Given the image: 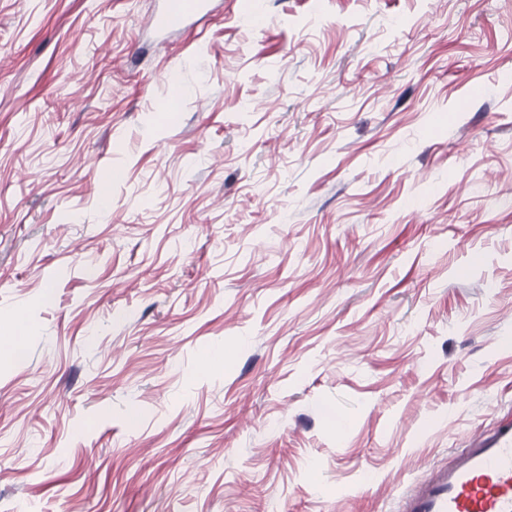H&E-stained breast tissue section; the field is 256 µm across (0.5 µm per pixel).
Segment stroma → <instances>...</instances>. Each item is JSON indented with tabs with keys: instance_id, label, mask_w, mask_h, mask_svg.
Instances as JSON below:
<instances>
[{
	"instance_id": "obj_1",
	"label": "stroma",
	"mask_w": 512,
	"mask_h": 512,
	"mask_svg": "<svg viewBox=\"0 0 512 512\" xmlns=\"http://www.w3.org/2000/svg\"><path fill=\"white\" fill-rule=\"evenodd\" d=\"M159 6L0 0V512H401L512 415V0ZM207 0H168L165 10L155 19V25L161 30H176L195 15L202 14Z\"/></svg>"
}]
</instances>
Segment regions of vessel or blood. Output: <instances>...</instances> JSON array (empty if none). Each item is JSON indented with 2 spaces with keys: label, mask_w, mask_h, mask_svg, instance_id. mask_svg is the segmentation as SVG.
<instances>
[{
  "label": "vessel or blood",
  "mask_w": 512,
  "mask_h": 512,
  "mask_svg": "<svg viewBox=\"0 0 512 512\" xmlns=\"http://www.w3.org/2000/svg\"><path fill=\"white\" fill-rule=\"evenodd\" d=\"M206 5L207 0H167L155 25L182 28ZM402 512H512V418L470 434L449 465L433 468L410 489Z\"/></svg>",
  "instance_id": "b4317fda"
}]
</instances>
